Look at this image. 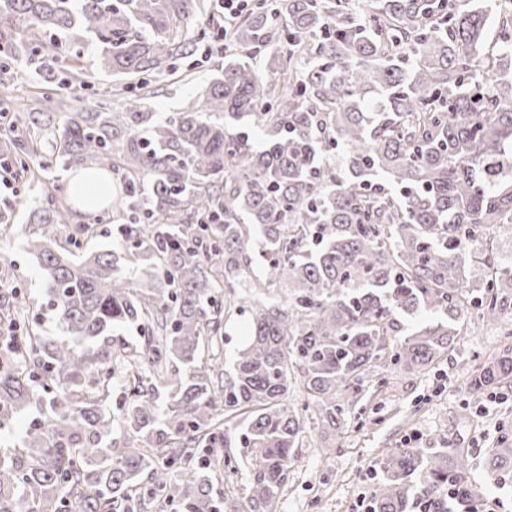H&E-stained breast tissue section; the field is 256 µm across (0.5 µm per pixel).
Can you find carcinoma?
I'll return each mask as SVG.
<instances>
[{"label":"carcinoma","instance_id":"obj_1","mask_svg":"<svg viewBox=\"0 0 512 512\" xmlns=\"http://www.w3.org/2000/svg\"><path fill=\"white\" fill-rule=\"evenodd\" d=\"M203 0H0V71L44 52L63 73L84 46L115 75L159 73L197 41ZM499 31L486 46L488 16ZM222 76L163 119L144 97L120 108L43 112L49 154L18 129L5 160L24 170L90 165L120 177L116 209L86 234L113 233L121 251L78 259L57 240L67 212L48 194L28 232L46 309L65 338L39 331L0 357V431L26 416L18 447L0 453V512H135L173 496L171 474L194 446L244 448L245 512H275L304 412L341 428L378 364L424 369L467 329L473 310L495 322L512 305V262L482 251L491 273L467 286L490 231L512 230V0H257L234 27ZM265 52L266 70L249 62ZM258 128L255 146L240 125ZM343 162L329 164L333 150ZM265 250L266 282L288 285L286 307L250 308L224 389L206 355L222 329L209 309ZM422 318L406 330L403 319ZM153 322L141 351L116 328ZM147 378L112 411L116 360ZM300 371L304 403H290ZM512 378V355L470 376L473 390ZM139 442L120 448L113 427ZM207 458L180 512H224ZM512 469L504 439L488 474ZM463 448H397L370 512H472L478 488Z\"/></svg>","mask_w":512,"mask_h":512}]
</instances>
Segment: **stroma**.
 I'll list each match as a JSON object with an SVG mask.
<instances>
[{"instance_id": "stroma-1", "label": "stroma", "mask_w": 512, "mask_h": 512, "mask_svg": "<svg viewBox=\"0 0 512 512\" xmlns=\"http://www.w3.org/2000/svg\"><path fill=\"white\" fill-rule=\"evenodd\" d=\"M221 20L202 14L199 40L189 54L178 57L163 72L148 76L145 84L127 87V94H146L158 116L178 111L200 98L202 85L224 61L217 39ZM94 90L70 80L66 99L69 109L79 112L97 101L119 104L115 80L92 70ZM12 105L24 112L48 111L52 85L39 62L15 72L8 83ZM64 171H44L38 160L27 172L11 174V187L0 190V214L13 225L10 238L0 239V268L14 271L12 280L0 283V296L18 290L32 312L38 313L41 331L53 333L52 320L41 313L46 301L41 271L26 245L29 215L12 210L15 197L40 201L56 181L67 180ZM469 330L460 336L448 354L431 366H406L396 371L379 368L367 377L365 413H352L342 430L332 431L321 423L318 412H309L307 440L297 449L288 480L279 501V512H367L365 504L376 489L372 466H383L390 450L413 448H462L473 462H481L495 448L503 433L512 434V383H502L500 402H487L485 394L473 393L468 384L471 370L512 349V309L493 324L479 314L468 316Z\"/></svg>"}]
</instances>
